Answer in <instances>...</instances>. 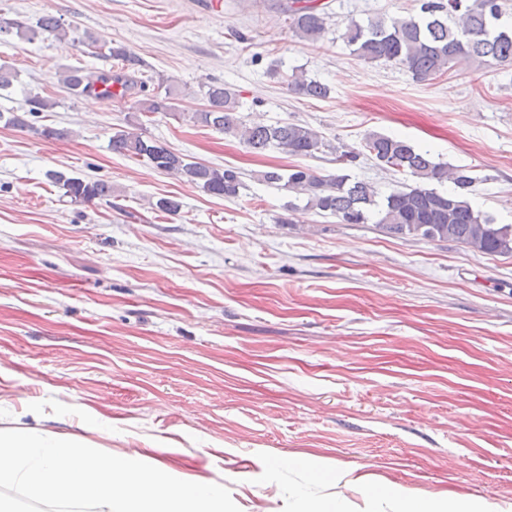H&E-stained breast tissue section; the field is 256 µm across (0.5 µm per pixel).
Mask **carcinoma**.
Wrapping results in <instances>:
<instances>
[{"instance_id": "obj_1", "label": "carcinoma", "mask_w": 512, "mask_h": 512, "mask_svg": "<svg viewBox=\"0 0 512 512\" xmlns=\"http://www.w3.org/2000/svg\"><path fill=\"white\" fill-rule=\"evenodd\" d=\"M419 11L406 18H371L365 23L350 20L342 34L352 54L364 61L392 62L406 68L419 80H434L454 66L465 63L478 68H493L512 63V21L505 19L503 0H418ZM326 5L312 0H293L288 5V26L298 38L315 41L325 30ZM39 33L60 43L82 45L98 56L110 57L121 64L119 73L87 71L81 67L63 72L61 83L75 96L94 93L97 83H116L127 94L143 91L145 83L136 74L143 60L122 45L104 48L90 32L69 36L60 19L46 15L38 19ZM294 94L324 98L329 87L293 70L286 79ZM156 92L135 102L133 109L144 116L174 110L173 101L181 94L178 85L158 84ZM205 100L193 119L220 132L229 133L250 150L260 153L279 148L292 156L313 157L327 144L325 138L310 127L277 121L270 125H250L239 111L238 94L222 82L201 85ZM23 114L0 113L4 125L32 131L46 140L67 137L69 131L51 126L37 128L26 116L46 112L54 107L51 100L34 95ZM112 151L142 158L153 168L202 188L215 197L231 198L244 187L240 172L234 167L220 169L193 161L140 133L120 129L109 139ZM366 155L387 171L408 174L420 184H403L381 197L372 185L355 180L346 173L357 158ZM337 172L321 175L307 167L293 165L258 174V180L288 188L306 198L304 206L288 204V210L301 209L330 215L340 224H371L391 236L412 237L426 242L453 241L488 255L512 254V224H497L490 216L473 209L468 195L475 183L463 167H450L433 159L429 151L408 141L370 133L361 148L341 150L336 155ZM51 178L62 184L65 195L74 201L91 202L112 197V185L103 180L86 181L66 178L59 173ZM452 181L454 188L440 191L428 184Z\"/></svg>"}]
</instances>
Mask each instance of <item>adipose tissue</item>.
I'll use <instances>...</instances> for the list:
<instances>
[{"label": "adipose tissue", "instance_id": "obj_1", "mask_svg": "<svg viewBox=\"0 0 512 512\" xmlns=\"http://www.w3.org/2000/svg\"><path fill=\"white\" fill-rule=\"evenodd\" d=\"M328 477L337 483L356 484L364 488L370 502L391 503L393 512H512V502L496 497L452 494L443 500L411 497L400 485L380 484L369 475L353 476L351 471L331 469Z\"/></svg>", "mask_w": 512, "mask_h": 512}]
</instances>
